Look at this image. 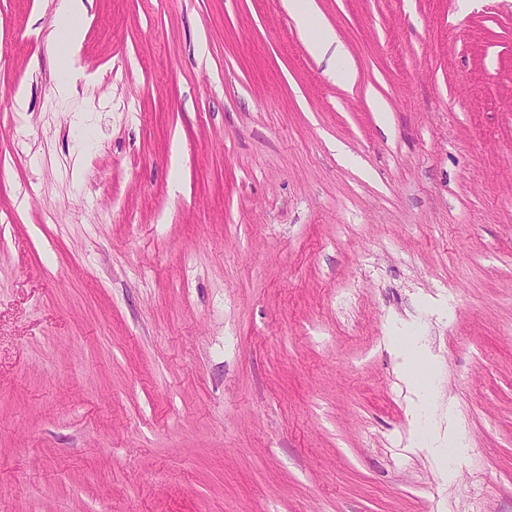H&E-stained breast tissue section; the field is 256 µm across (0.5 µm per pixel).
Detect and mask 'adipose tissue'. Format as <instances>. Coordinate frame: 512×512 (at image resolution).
<instances>
[{
    "mask_svg": "<svg viewBox=\"0 0 512 512\" xmlns=\"http://www.w3.org/2000/svg\"><path fill=\"white\" fill-rule=\"evenodd\" d=\"M90 0H58L56 6L57 26L48 40L49 50L65 47L69 55H76L83 41L80 21L88 13ZM286 8L296 20L300 31L317 28L318 33L310 38L307 47L310 53L326 65V71L336 83L349 84L355 79V72L349 55L338 40L335 31L320 24L316 17L313 0H286Z\"/></svg>",
    "mask_w": 512,
    "mask_h": 512,
    "instance_id": "adipose-tissue-1",
    "label": "adipose tissue"
}]
</instances>
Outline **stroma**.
<instances>
[{"mask_svg":"<svg viewBox=\"0 0 512 512\" xmlns=\"http://www.w3.org/2000/svg\"><path fill=\"white\" fill-rule=\"evenodd\" d=\"M314 2L0 0V512H512V0ZM90 0H58L56 16L58 25L52 30L48 40V50L52 53L63 45L70 55L71 62L75 57L83 41V31L80 21L87 13ZM288 12L299 25L301 33L312 27L318 28V34L307 41L310 53L325 62L326 72L339 84H350L355 79V72L349 55L336 37L335 31L328 25L318 22L313 0L284 1Z\"/></svg>","mask_w":512,"mask_h":512,"instance_id":"stroma-1","label":"stroma"}]
</instances>
